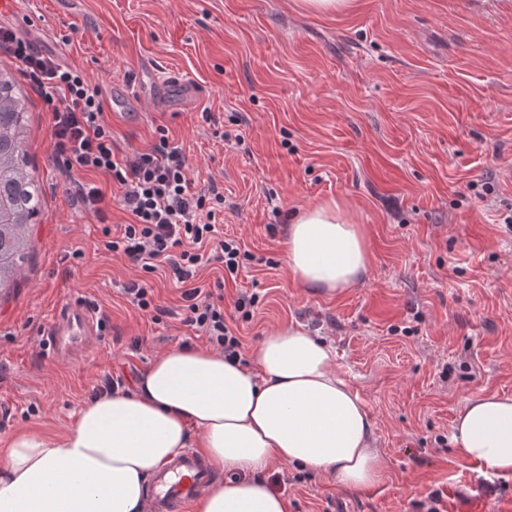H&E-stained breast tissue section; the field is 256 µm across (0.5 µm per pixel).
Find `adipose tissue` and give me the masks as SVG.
I'll return each instance as SVG.
<instances>
[{
  "mask_svg": "<svg viewBox=\"0 0 512 512\" xmlns=\"http://www.w3.org/2000/svg\"><path fill=\"white\" fill-rule=\"evenodd\" d=\"M296 282L332 296L370 273L363 233L338 201L291 213L283 240ZM458 457L512 474V396H470L453 422ZM221 464L192 512H288L260 472L330 470L340 485L378 483L385 460L335 353L295 325L271 330L249 362L199 347L154 357L124 391L101 394L65 433L21 432L0 463V512H146L151 473L183 449Z\"/></svg>",
  "mask_w": 512,
  "mask_h": 512,
  "instance_id": "1",
  "label": "adipose tissue"
}]
</instances>
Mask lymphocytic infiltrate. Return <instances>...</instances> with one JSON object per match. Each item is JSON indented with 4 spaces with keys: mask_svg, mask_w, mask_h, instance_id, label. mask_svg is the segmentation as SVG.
<instances>
[{
    "mask_svg": "<svg viewBox=\"0 0 512 512\" xmlns=\"http://www.w3.org/2000/svg\"><path fill=\"white\" fill-rule=\"evenodd\" d=\"M0 48L23 66L52 116L54 158L67 172H94L120 187L117 198L130 220L119 232L104 228L102 246L151 273L168 264L183 283L184 323L205 335L225 358L241 355V341L224 316V283L214 290L191 286L212 247L224 272L236 277L242 265L239 240L221 235L216 215L224 197L216 189L195 190L186 156L160 134L147 152L120 155L112 148V127L104 116L100 87L81 71L41 54L34 44L0 28Z\"/></svg>",
    "mask_w": 512,
    "mask_h": 512,
    "instance_id": "f902f5d3",
    "label": "lymphocytic infiltrate"
}]
</instances>
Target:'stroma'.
I'll list each match as a JSON object with an SVG mask.
<instances>
[{
    "mask_svg": "<svg viewBox=\"0 0 512 512\" xmlns=\"http://www.w3.org/2000/svg\"><path fill=\"white\" fill-rule=\"evenodd\" d=\"M297 0H17L0 27L102 91L118 153L151 150L164 127L196 189L245 252L224 311L244 357L295 324L329 343L385 458L381 481L345 489L330 471L276 463L263 478L288 512H512V475L457 457L452 423L471 395H512V0H354L306 13ZM201 85L194 108H154L170 74ZM26 146L46 204L32 259L0 297V458L20 431L63 434L105 375L131 381L169 348L205 345L182 321L171 270H142L101 245L52 159L50 114L29 80ZM339 199L371 257L364 284L327 297L295 283L289 210ZM146 278L164 313L142 316L124 286ZM97 308L98 344L47 356L42 332L73 297Z\"/></svg>",
    "mask_w": 512,
    "mask_h": 512,
    "instance_id": "1",
    "label": "stroma"
}]
</instances>
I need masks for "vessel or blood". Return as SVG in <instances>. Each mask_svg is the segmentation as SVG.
<instances>
[{"label": "vessel or blood", "instance_id": "1", "mask_svg": "<svg viewBox=\"0 0 512 512\" xmlns=\"http://www.w3.org/2000/svg\"><path fill=\"white\" fill-rule=\"evenodd\" d=\"M177 96L165 90L154 94L156 103L166 109L198 99L199 88L190 82L180 84ZM99 335V318L94 308L82 298L63 303L43 332L42 345L52 356L87 346ZM216 469L194 450H186L160 468L150 479V512H186L191 500L211 482Z\"/></svg>", "mask_w": 512, "mask_h": 512}]
</instances>
